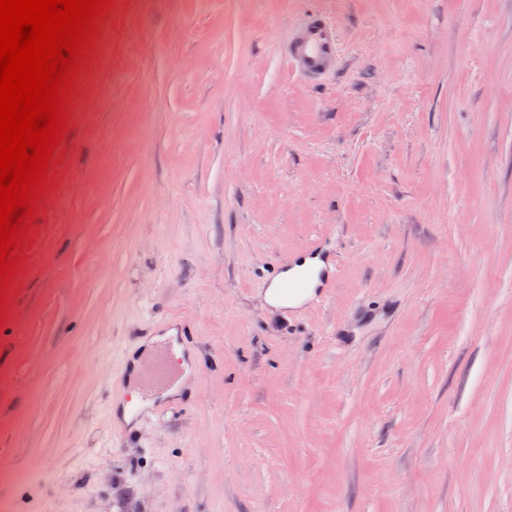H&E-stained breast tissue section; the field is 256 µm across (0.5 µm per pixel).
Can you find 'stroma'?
<instances>
[{
	"label": "stroma",
	"mask_w": 512,
	"mask_h": 512,
	"mask_svg": "<svg viewBox=\"0 0 512 512\" xmlns=\"http://www.w3.org/2000/svg\"><path fill=\"white\" fill-rule=\"evenodd\" d=\"M113 3L7 291L0 512H512V0ZM288 60L299 72L321 75L330 71L337 58L333 28L319 18H311L293 35L287 50ZM336 280V266L334 268H325L318 275V281L314 280L310 283L303 285H294V289L291 293V304L289 306L299 305L313 296L315 290L316 299H325L329 296L330 288L333 287L334 281ZM318 282V283H317ZM315 284H317L315 286ZM315 286V288H314ZM151 359L154 361L155 369L162 385L170 382L178 374L179 366L174 358L171 347L166 345L159 347Z\"/></svg>",
	"instance_id": "obj_1"
}]
</instances>
